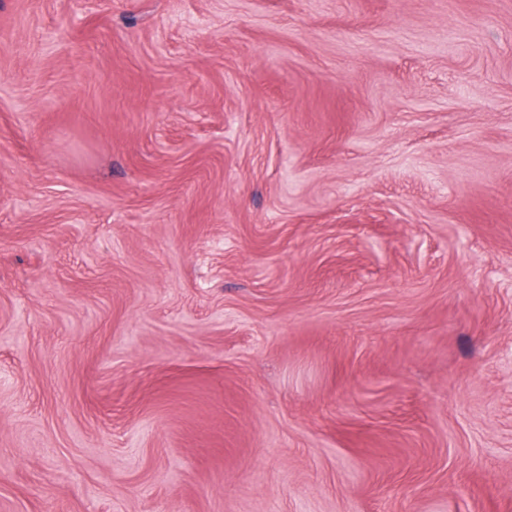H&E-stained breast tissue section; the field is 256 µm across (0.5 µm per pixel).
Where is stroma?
Wrapping results in <instances>:
<instances>
[{"mask_svg": "<svg viewBox=\"0 0 512 512\" xmlns=\"http://www.w3.org/2000/svg\"><path fill=\"white\" fill-rule=\"evenodd\" d=\"M0 512H512V0H0Z\"/></svg>", "mask_w": 512, "mask_h": 512, "instance_id": "1", "label": "stroma"}]
</instances>
